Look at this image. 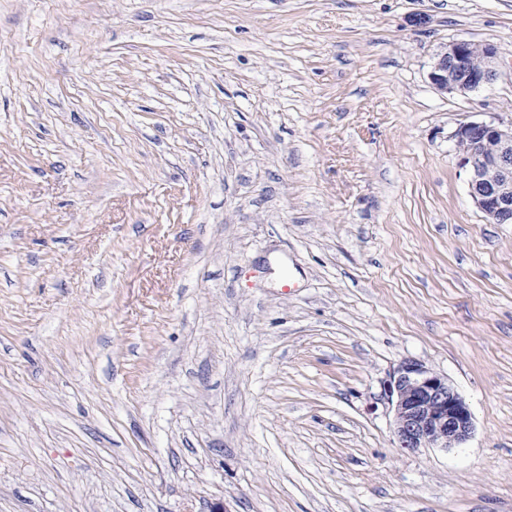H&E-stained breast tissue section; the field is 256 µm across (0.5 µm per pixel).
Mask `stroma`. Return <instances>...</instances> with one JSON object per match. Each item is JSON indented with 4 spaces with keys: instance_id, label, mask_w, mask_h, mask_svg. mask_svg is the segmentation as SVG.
I'll return each mask as SVG.
<instances>
[{
    "instance_id": "1",
    "label": "stroma",
    "mask_w": 512,
    "mask_h": 512,
    "mask_svg": "<svg viewBox=\"0 0 512 512\" xmlns=\"http://www.w3.org/2000/svg\"><path fill=\"white\" fill-rule=\"evenodd\" d=\"M499 49L460 95L449 41ZM512 0H0V512H512ZM413 361L474 422L399 448ZM498 48L491 43L456 39L438 55L430 73L440 90L468 94L494 80L498 67ZM452 138L475 206L491 224H512V122L469 121Z\"/></svg>"
}]
</instances>
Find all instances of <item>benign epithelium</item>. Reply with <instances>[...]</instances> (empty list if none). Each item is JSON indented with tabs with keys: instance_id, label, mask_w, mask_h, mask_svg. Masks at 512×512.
Segmentation results:
<instances>
[{
	"instance_id": "benign-epithelium-1",
	"label": "benign epithelium",
	"mask_w": 512,
	"mask_h": 512,
	"mask_svg": "<svg viewBox=\"0 0 512 512\" xmlns=\"http://www.w3.org/2000/svg\"><path fill=\"white\" fill-rule=\"evenodd\" d=\"M497 67L496 45L456 39L438 55L430 80L440 90L465 95L493 81ZM453 139L475 206L491 224H512V123L469 121ZM388 399L401 448L448 450L471 437L468 403L447 377L417 362L400 365L388 385Z\"/></svg>"
}]
</instances>
